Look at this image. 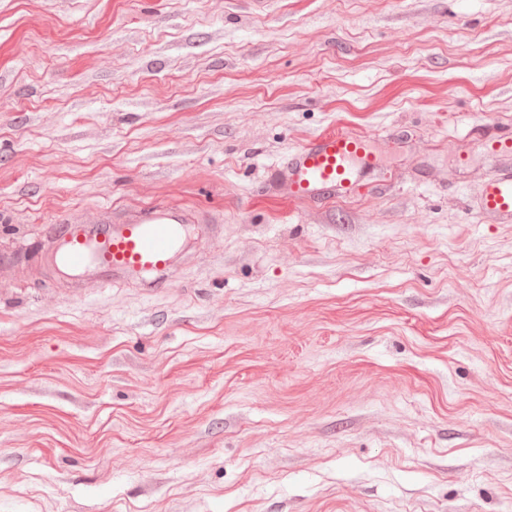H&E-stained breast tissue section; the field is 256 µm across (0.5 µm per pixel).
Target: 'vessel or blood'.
<instances>
[{"label":"vessel or blood","mask_w":512,"mask_h":512,"mask_svg":"<svg viewBox=\"0 0 512 512\" xmlns=\"http://www.w3.org/2000/svg\"><path fill=\"white\" fill-rule=\"evenodd\" d=\"M373 139L342 129L312 137L291 153L278 174L289 200L313 201L323 195L349 193L376 169ZM492 166L472 207L489 224H512V133L484 138L478 145ZM213 238L220 225L202 213L172 203H150L136 209L103 208L95 217L64 219L44 247V267L74 271V292L89 286L150 274L149 289L177 273L176 258L187 232Z\"/></svg>","instance_id":"obj_1"}]
</instances>
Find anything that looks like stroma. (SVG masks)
Instances as JSON below:
<instances>
[{
	"label": "stroma",
	"instance_id": "stroma-1",
	"mask_svg": "<svg viewBox=\"0 0 512 512\" xmlns=\"http://www.w3.org/2000/svg\"><path fill=\"white\" fill-rule=\"evenodd\" d=\"M378 170L290 202L334 127ZM512 0H0V251L156 201L178 275L0 286V512H512ZM478 148L495 164L491 165L471 206L487 224H512V163L505 161L512 158V133L485 137Z\"/></svg>",
	"mask_w": 512,
	"mask_h": 512
}]
</instances>
